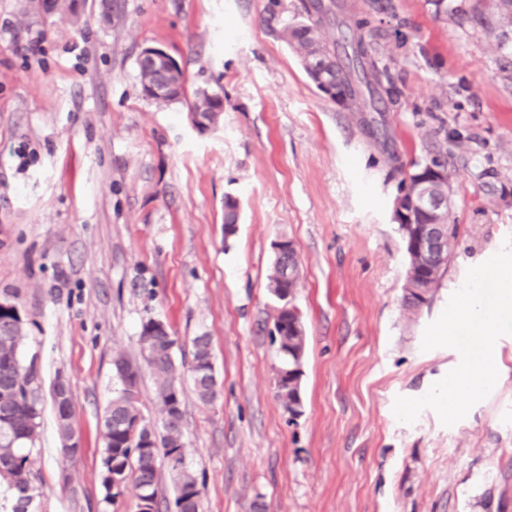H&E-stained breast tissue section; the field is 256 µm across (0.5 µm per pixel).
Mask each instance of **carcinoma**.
<instances>
[{
	"label": "carcinoma",
	"mask_w": 512,
	"mask_h": 512,
	"mask_svg": "<svg viewBox=\"0 0 512 512\" xmlns=\"http://www.w3.org/2000/svg\"><path fill=\"white\" fill-rule=\"evenodd\" d=\"M306 19H315L317 31L313 37L328 43L323 26L334 14L332 5L323 0L303 2ZM346 27L341 33L343 52L336 53L335 76L339 91L349 98L348 108L359 112L379 111L378 103L390 95L383 84V73L369 52L371 40L376 33L368 28V22L348 16V21H337ZM309 28L298 23L289 26L284 39L299 56L308 54ZM224 104V88L197 90L191 112L200 119L211 120L216 107ZM458 236V225L448 224V257L425 258L414 254L404 246L407 266L420 271L419 278L425 280L424 294H403L404 305L419 310L433 301L434 290L448 269ZM296 263L294 256L273 262L268 276L267 288L277 301H294L299 279L286 277L287 263ZM297 307L288 310L276 309L270 336L278 344L282 366L277 372V396L288 412L295 414L302 406L300 376L305 355L306 337L294 336L284 323L297 320ZM16 318L8 311L0 310V480L12 502L11 512H30L35 499L31 478V461L23 453V447L33 441L37 420L41 415L40 392L34 366L22 365L20 350L25 335L22 328L14 324ZM140 342L146 352V362L156 380V398L161 415V427L147 431L149 424L139 410L138 393L141 374L138 367L122 356L112 361L113 375L119 389L104 410L101 436L104 445L102 458V484L106 497L111 493L112 482L121 484L133 480L136 498L146 503L145 512H159L158 484L163 464H168L174 475L173 512H202L201 489L198 478L185 464L182 409L183 387L178 366L174 358L177 339L162 322L150 319L142 324ZM193 354L191 376L197 397L211 402L216 397V378L211 353L210 336L202 334L192 340ZM52 401L61 444L73 443L67 454L76 455L80 446L74 442L73 403L69 389L62 379H57L52 389Z\"/></svg>",
	"instance_id": "1"
}]
</instances>
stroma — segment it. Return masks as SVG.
Here are the masks:
<instances>
[{"label": "stroma", "instance_id": "obj_1", "mask_svg": "<svg viewBox=\"0 0 512 512\" xmlns=\"http://www.w3.org/2000/svg\"><path fill=\"white\" fill-rule=\"evenodd\" d=\"M99 0L79 18L40 0H0V298L26 332L41 416L29 449L36 512H136L101 480L112 360L141 370L139 407L158 421L139 341L147 320L178 339L211 338L217 397L183 378L185 462L204 512H512V335L499 380L454 425L414 423L420 397L460 362L422 350L468 269L512 251V25L492 0H348L376 33L395 95L376 112L338 106L282 37L303 0ZM166 50L180 101L146 98L137 59ZM224 88L199 131L197 89ZM443 153L460 234L431 306L402 305L406 257L392 203L400 177ZM240 203L224 233V198ZM301 263L294 303L306 330L302 408L277 398L268 334L273 244ZM67 384L81 452L61 449L51 389Z\"/></svg>", "mask_w": 512, "mask_h": 512}]
</instances>
